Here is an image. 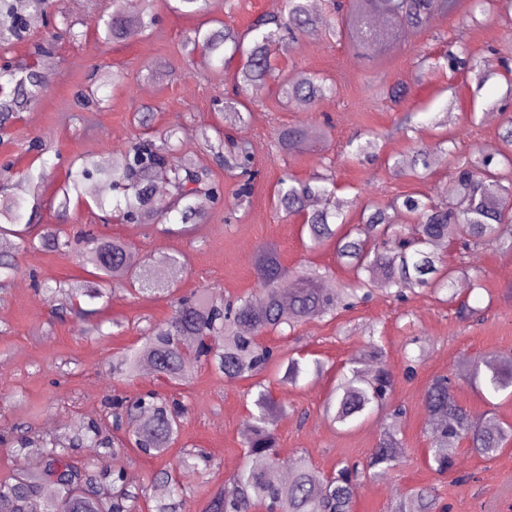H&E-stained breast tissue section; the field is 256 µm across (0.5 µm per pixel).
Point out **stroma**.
<instances>
[{
  "label": "stroma",
  "mask_w": 512,
  "mask_h": 512,
  "mask_svg": "<svg viewBox=\"0 0 512 512\" xmlns=\"http://www.w3.org/2000/svg\"><path fill=\"white\" fill-rule=\"evenodd\" d=\"M172 2L156 0L153 34L122 42L104 40L99 34L93 0L76 6L64 0L62 11L40 19L32 28V42L17 45L9 56L51 73L49 94L23 112L8 138L0 141V165L11 164L14 184L23 185V173L35 157L30 146L43 138L49 144L42 155L49 177L40 192L29 187L23 192L27 199L38 196L40 223L62 222L73 231L90 228L122 238L142 260L163 254L184 260L173 277L177 294L200 288L233 296L256 292L254 255L266 242L277 244L285 266L303 263L330 270L339 282L352 279V271L337 262L331 247L309 249L300 224L276 214L271 196L279 178L288 172L306 180L323 162H330L337 195L346 201L347 218L354 224L363 207L401 194L418 190L442 197L452 177L441 160L430 177L416 185L395 177L385 165L386 157L398 156L409 146L397 129L404 112L415 113L421 124L419 139L427 146L435 142L433 121L438 113H454L447 133L457 152L487 156L496 155L500 127L512 116V54L502 50L504 40L512 38V25L479 0H459L456 10L432 18L425 32L399 50L389 55L374 51L366 60L347 44L328 38L318 26L289 53L277 54L274 63L296 78L324 76L335 82L336 92L308 111L283 102L272 81L261 84L260 94L251 95V116L238 133L255 146L257 176L252 196L241 199L235 180L200 151L194 138L199 126L223 123L214 89L237 65H221L201 52L185 54L183 39L187 30L200 25L211 28L223 22L245 28L259 15L278 13L282 0H234L230 7L225 0H209L208 11L201 16L173 12ZM462 49L489 60L485 81L444 63L445 54ZM425 57L430 67H422ZM90 85L102 100L100 107L78 108L75 93ZM395 86L407 91L403 103L388 96ZM147 107L154 110V128L178 129V157L208 167L224 189L223 201L208 206L203 224L189 235L102 213L89 194L71 204L67 216H59L55 194L65 181L69 160L79 154L99 159L108 150L129 146L135 132L133 115ZM310 118L331 124L329 150L277 154L272 146L274 129ZM358 136L377 139L379 160L357 162L347 157L349 141ZM447 259L465 262L461 292L476 310L473 318L459 319L454 305L420 290L402 302L377 295L336 319L312 320L294 332L264 338L265 344L282 356L299 359L303 367L297 385L284 383L277 375L270 382L273 396L286 407L276 424L279 461L285 464L303 454L320 474L329 475L340 462H366L390 424L389 416L376 413L341 430L323 415L337 368L366 343L364 328L374 322L381 330L385 360L395 377L393 399L406 411L398 424L404 459L383 476L360 479L354 512H389L397 497L425 486L434 489L448 512H512V448L492 460L461 449L455 470L444 475L436 474L428 462L430 415L422 395L429 381L479 354L512 353V252L487 247L462 256L451 248ZM17 261V276L0 290V422L18 424L31 436L51 435L61 426L103 417L112 396L174 394L187 409L176 443L160 456L126 450L117 464L127 487L145 492L135 512H153L162 487L157 473L170 468L183 450L210 455L215 467L190 478L191 512H203L210 492L245 464L242 423L253 408L250 381L224 382L200 364L194 366L190 383L175 389L156 375L114 378L113 358L135 344L141 330L164 325L171 313L170 298L134 296L114 288L98 317L105 331L98 337L77 319L57 318L52 303L35 286L39 280L85 277L76 252L30 249L19 252ZM474 276L482 280L476 290L468 287ZM117 323L123 325L122 333L114 332ZM318 362L323 372H315ZM450 393L473 419L491 413L512 424V396L488 401L474 385L461 380L453 382Z\"/></svg>",
  "instance_id": "35a3bbf8"
}]
</instances>
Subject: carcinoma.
<instances>
[{"label": "carcinoma", "instance_id": "1", "mask_svg": "<svg viewBox=\"0 0 512 512\" xmlns=\"http://www.w3.org/2000/svg\"><path fill=\"white\" fill-rule=\"evenodd\" d=\"M458 0H345L329 7L331 13L321 15L311 0H283L277 15H262L244 29L224 24L217 29L192 31L183 48L192 54L201 49L215 53L230 48L244 57L232 76L234 91L224 96V120L234 127L245 123L249 90L271 79L278 80L283 97L294 107L307 110L311 105L335 91L333 83L320 76L300 81L286 74L274 75L270 64L271 49L289 50L298 35L321 26L328 35L346 41L354 50L378 47L392 49L401 45L405 36L424 30L430 18L446 14ZM155 22L150 5L136 16L128 17L124 0H112V11L102 9L95 23L114 39L144 35ZM28 30L26 18L15 8V0H0V51L8 53L24 39ZM448 58L463 65L484 81L489 63L459 57ZM48 95L42 75L33 66H0V135L19 113L31 108ZM329 129L311 122L276 129L274 146L281 152L302 153L315 144H327ZM203 148L224 163L227 175L241 178L238 194L249 196L256 173L249 168L255 148L246 138L224 133L218 127L199 131ZM499 159L476 155L462 158L438 142L434 149L414 145L394 160V175L408 181H421L431 170L437 155L448 157L456 170L448 183L446 198L435 199L414 191L400 195L388 204L369 207L356 224L345 223V210L336 199V187L328 173H317L301 181L283 175L275 185L272 202L288 217L302 214V232L309 249L333 245L336 259L349 267L354 279L331 282L320 288L314 282L329 274L302 266L290 270L283 265L278 248L273 244L259 247L254 270L260 292L251 297H224L208 289L174 300L166 323L143 338L141 344L127 348L112 365L115 378H131L145 366L165 382L185 385L191 368L185 365L184 340L207 338L198 347L196 361L205 364L226 382L254 378L257 389L255 411L243 438L246 456L243 470L215 489L205 512H353L356 482L370 469L385 472L400 459L403 443L391 430L384 433L365 465L347 463L328 478L321 477L305 457L296 459L288 481L272 480L271 472L278 463L276 422L286 407L277 402L261 375L272 366H286L283 381L297 384L303 369L299 360L280 361L274 348L257 341L260 334L279 331L286 326L296 329L310 320L335 316L365 301L373 292L390 294L403 301L407 294L426 289L443 301L456 302V284L463 268L447 261L438 251L441 244L456 245L459 253L485 247L512 250V240L502 238L503 225L512 221V180L503 172L512 171V121L501 135ZM173 129L154 132L135 141L107 164L83 155L73 160L65 183L59 189L57 209L66 215L71 198L81 197L90 181L109 183L119 195L95 200L100 210L113 205V211L126 220L157 226L170 220L174 213L182 224L180 232L191 233L205 218L204 202L216 204L223 191L209 178V169L175 160ZM165 182L172 188L169 206L155 199L156 185ZM37 208H26L24 201L13 196L10 181L0 180V241L50 252L71 251L82 245L83 267H92L93 279L45 282L42 290L48 300L57 304L56 313H69L90 325V331L104 337L101 324L92 322L96 308H84L81 301L91 303L104 299L111 281L136 295L173 292V285L156 279L147 265H135L126 242L118 238H102L86 234L82 240L71 237L63 225H37ZM18 271L10 250H0V288H4ZM294 279L288 289V305H283L280 284ZM376 328L367 334L371 340L365 348L336 371L335 384L326 403V417L334 424L350 428L367 411L388 407L394 387L393 373L384 359L382 347L373 340ZM461 377L481 386L484 396L495 397L512 390V353L482 355L456 371ZM447 376H437L427 385L424 404L437 422L431 431L429 453L436 471L450 472L456 465L461 447L491 460L512 444V426L494 418L474 422L448 390ZM186 407L176 398L159 393L127 399L115 396L108 401L106 417L112 418V431L102 425L83 423L68 434L33 436L18 441V452H36L44 457L43 467L34 472H18L0 479V512H130L128 502L138 493L120 489L107 497L100 492L99 478L108 462L119 457L129 444L145 454L164 453L178 437L179 419ZM76 448L89 450L87 458L76 461ZM209 466L210 457L184 452L176 460L179 472H195L199 465ZM59 474L50 497L42 494V486L53 474ZM168 492L155 500L153 512H186L185 484L172 474L163 473ZM437 498L430 488H417L395 502L393 512H437Z\"/></svg>", "mask_w": 512, "mask_h": 512}]
</instances>
